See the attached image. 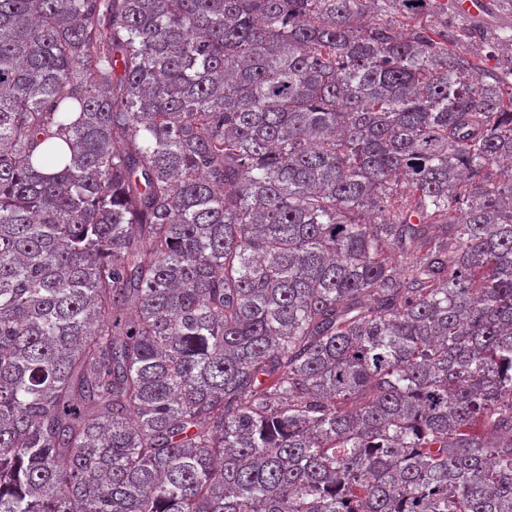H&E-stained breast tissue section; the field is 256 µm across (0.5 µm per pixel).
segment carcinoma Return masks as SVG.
<instances>
[{"mask_svg": "<svg viewBox=\"0 0 512 512\" xmlns=\"http://www.w3.org/2000/svg\"><path fill=\"white\" fill-rule=\"evenodd\" d=\"M441 0H0V512H512V28Z\"/></svg>", "mask_w": 512, "mask_h": 512, "instance_id": "cac0c4a2", "label": "carcinoma"}]
</instances>
